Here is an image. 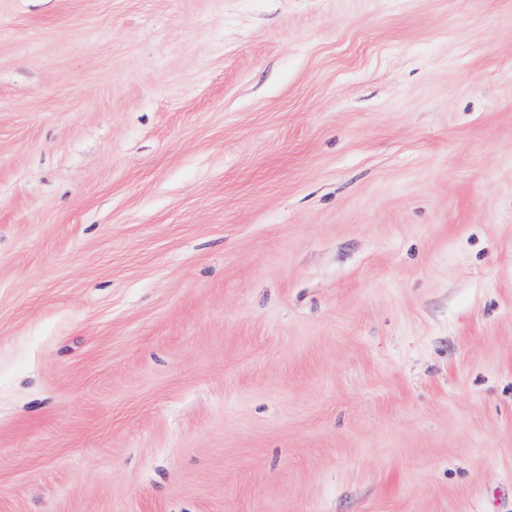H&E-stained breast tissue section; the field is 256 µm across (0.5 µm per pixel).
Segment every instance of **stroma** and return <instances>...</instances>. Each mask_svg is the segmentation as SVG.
I'll list each match as a JSON object with an SVG mask.
<instances>
[{
	"mask_svg": "<svg viewBox=\"0 0 512 512\" xmlns=\"http://www.w3.org/2000/svg\"><path fill=\"white\" fill-rule=\"evenodd\" d=\"M0 512H512V0H0Z\"/></svg>",
	"mask_w": 512,
	"mask_h": 512,
	"instance_id": "1",
	"label": "stroma"
}]
</instances>
